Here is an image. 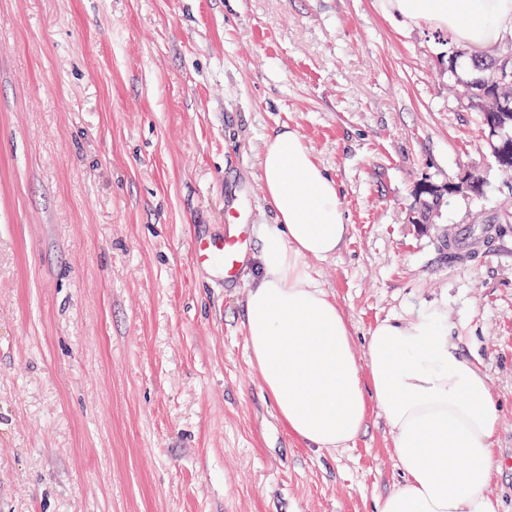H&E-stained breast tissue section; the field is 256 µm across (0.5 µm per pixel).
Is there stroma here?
Listing matches in <instances>:
<instances>
[{"label": "stroma", "instance_id": "stroma-1", "mask_svg": "<svg viewBox=\"0 0 512 512\" xmlns=\"http://www.w3.org/2000/svg\"><path fill=\"white\" fill-rule=\"evenodd\" d=\"M457 46L380 0H0V512H375L402 482L371 412L317 452L250 362L251 270L198 230L274 221L259 160L296 129L350 232L308 259L355 341L447 317L501 402L488 493L512 512V174L456 88ZM477 176L415 223L422 184ZM494 222L452 263L439 225ZM235 225H239L242 231L227 238L224 234L198 233L191 249L193 265L207 270L224 281L236 278L241 270L247 248L248 237L245 229L249 224Z\"/></svg>", "mask_w": 512, "mask_h": 512}]
</instances>
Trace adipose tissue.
Wrapping results in <instances>:
<instances>
[{"label": "adipose tissue", "instance_id": "ef3b65f1", "mask_svg": "<svg viewBox=\"0 0 512 512\" xmlns=\"http://www.w3.org/2000/svg\"><path fill=\"white\" fill-rule=\"evenodd\" d=\"M382 8L484 57L512 40V0H382ZM260 171L275 221L257 230L247 348L283 426L333 451L379 411L403 481L376 512H497L487 489L499 471L500 407L486 375L449 344L435 312L378 322L356 347L341 308L306 266L336 255L349 234L335 182L286 125L269 138Z\"/></svg>", "mask_w": 512, "mask_h": 512}]
</instances>
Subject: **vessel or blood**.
Listing matches in <instances>:
<instances>
[{"label":"vessel or blood","mask_w":512,"mask_h":512,"mask_svg":"<svg viewBox=\"0 0 512 512\" xmlns=\"http://www.w3.org/2000/svg\"><path fill=\"white\" fill-rule=\"evenodd\" d=\"M247 240L243 231L231 237L198 233L193 241L191 261L195 267L221 279H234L241 270Z\"/></svg>","instance_id":"obj_1"}]
</instances>
